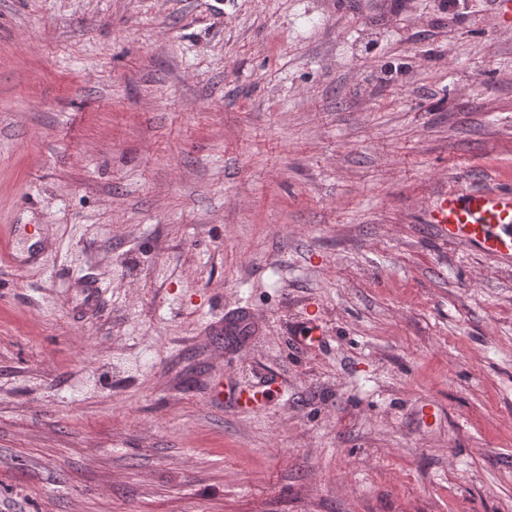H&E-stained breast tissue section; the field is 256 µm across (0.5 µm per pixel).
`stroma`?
Segmentation results:
<instances>
[{
    "mask_svg": "<svg viewBox=\"0 0 512 512\" xmlns=\"http://www.w3.org/2000/svg\"><path fill=\"white\" fill-rule=\"evenodd\" d=\"M453 188L512 189L499 0H0V512H512Z\"/></svg>",
    "mask_w": 512,
    "mask_h": 512,
    "instance_id": "obj_1",
    "label": "stroma"
}]
</instances>
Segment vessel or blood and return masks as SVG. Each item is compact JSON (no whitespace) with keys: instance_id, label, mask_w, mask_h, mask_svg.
Returning a JSON list of instances; mask_svg holds the SVG:
<instances>
[{"instance_id":"1","label":"vessel or blood","mask_w":512,"mask_h":512,"mask_svg":"<svg viewBox=\"0 0 512 512\" xmlns=\"http://www.w3.org/2000/svg\"><path fill=\"white\" fill-rule=\"evenodd\" d=\"M431 221L447 241L489 256L512 255L511 191L445 192L431 207Z\"/></svg>"}]
</instances>
